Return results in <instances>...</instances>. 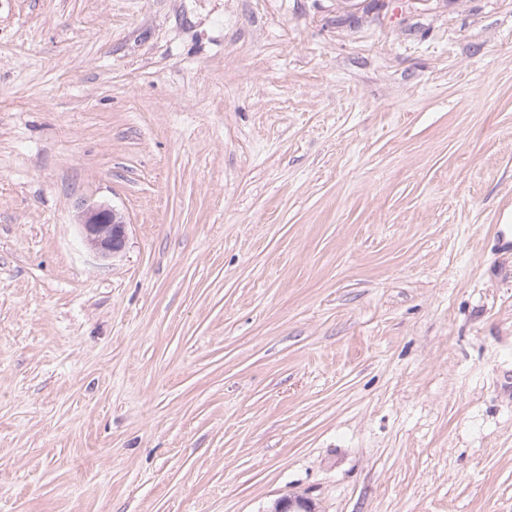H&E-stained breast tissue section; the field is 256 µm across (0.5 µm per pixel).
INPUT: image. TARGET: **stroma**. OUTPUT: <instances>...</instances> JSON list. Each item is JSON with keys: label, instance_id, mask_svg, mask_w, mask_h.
I'll use <instances>...</instances> for the list:
<instances>
[{"label": "stroma", "instance_id": "35a3bbf8", "mask_svg": "<svg viewBox=\"0 0 512 512\" xmlns=\"http://www.w3.org/2000/svg\"><path fill=\"white\" fill-rule=\"evenodd\" d=\"M497 224L512 0H0V512H512ZM80 225L85 240L101 258H109L124 247L127 224L114 209L102 205L88 206Z\"/></svg>", "mask_w": 512, "mask_h": 512}]
</instances>
